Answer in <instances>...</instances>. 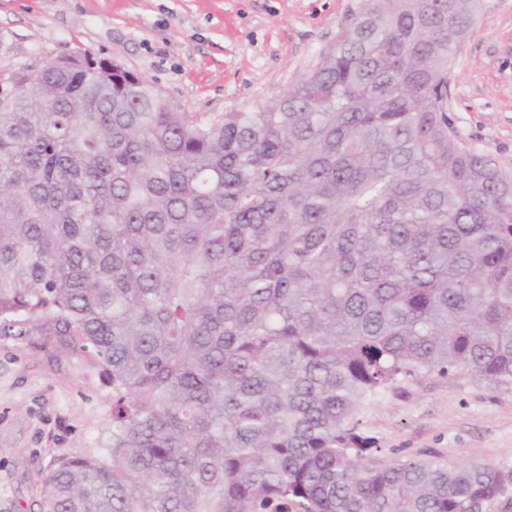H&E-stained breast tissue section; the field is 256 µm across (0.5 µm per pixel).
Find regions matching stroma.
I'll return each instance as SVG.
<instances>
[{
    "label": "stroma",
    "mask_w": 512,
    "mask_h": 512,
    "mask_svg": "<svg viewBox=\"0 0 512 512\" xmlns=\"http://www.w3.org/2000/svg\"><path fill=\"white\" fill-rule=\"evenodd\" d=\"M359 0H0V74L75 48L117 60L185 112L257 109L305 76ZM461 144L512 173V0H483L448 73ZM364 461L512 469V382L424 374L358 416ZM112 428L98 362L56 327L0 337V512H39L46 472Z\"/></svg>",
    "instance_id": "stroma-1"
}]
</instances>
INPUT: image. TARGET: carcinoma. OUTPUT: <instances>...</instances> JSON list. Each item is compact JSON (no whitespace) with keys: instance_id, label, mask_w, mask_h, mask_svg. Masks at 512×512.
<instances>
[{"instance_id":"carcinoma-1","label":"carcinoma","mask_w":512,"mask_h":512,"mask_svg":"<svg viewBox=\"0 0 512 512\" xmlns=\"http://www.w3.org/2000/svg\"><path fill=\"white\" fill-rule=\"evenodd\" d=\"M480 0H361L257 109L182 112L76 48L0 77V336L62 326L112 386L41 512H485L512 470L369 466L419 373L512 381V174L448 71Z\"/></svg>"}]
</instances>
